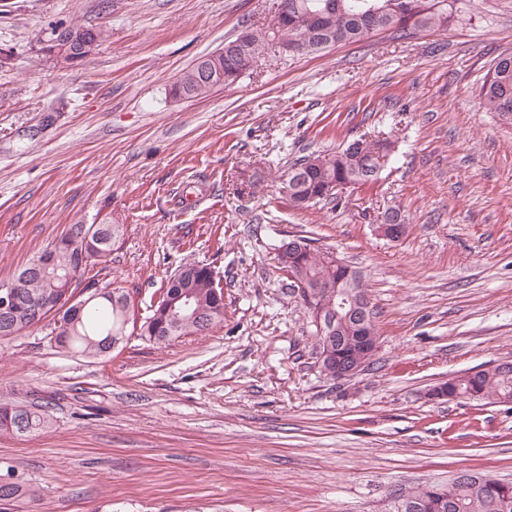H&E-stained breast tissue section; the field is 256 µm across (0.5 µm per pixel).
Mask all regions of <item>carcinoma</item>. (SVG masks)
Returning <instances> with one entry per match:
<instances>
[{"label": "carcinoma", "mask_w": 512, "mask_h": 512, "mask_svg": "<svg viewBox=\"0 0 512 512\" xmlns=\"http://www.w3.org/2000/svg\"><path fill=\"white\" fill-rule=\"evenodd\" d=\"M453 0H288V16L279 30H247L248 49L227 51L211 61V68L223 72L224 86L234 85L240 78L253 72L256 58L267 53L276 38L312 36L311 52L318 53L338 44L358 42L374 32L392 28L399 32L417 29H439L448 23L453 13ZM215 86L209 77L193 68L185 71L172 86L176 95L187 98L207 96ZM481 108L486 112L512 118V54L498 57L486 72L478 89ZM392 155V142L382 133L362 136L344 148L330 153L308 155L298 159L288 169L282 189L297 209H307L331 198L327 188L331 184L354 186L378 180L383 168L381 160ZM107 234L82 246L95 257L94 267L107 262L112 254V241L120 233V225H105ZM304 250L292 257L275 254L279 269L292 270L305 281L336 280L346 276L349 266L333 265L325 252L312 246V240L298 238ZM53 263L59 273L77 265L78 252L66 245L53 244ZM23 271L12 279L18 281L22 294L42 306L59 294L58 282H49L36 275L22 278ZM192 296L198 315L187 321L175 320L169 312L172 305H180L181 298ZM224 322V288L211 265L202 262L178 266L167 280L162 299L140 322L139 336L156 344L180 336L203 334ZM39 325L35 314L18 309L9 316L0 317V339L19 336ZM124 307L119 300L98 298L89 302L77 324L62 328L57 346L86 356H100L108 337L127 339ZM338 337L343 347V358L360 367L370 363L371 355L364 350L362 333L349 323L338 324ZM448 388V399H492L498 403H512V362H503L490 368L468 371L443 382ZM49 426L48 417L25 406H0V430L17 435H30ZM461 488L448 500V512H512V492L503 496L497 489L498 481L478 472L463 471ZM436 485H424L403 491L398 500L414 499L428 503L425 512H433ZM39 496L35 489L17 480L11 471L0 474V512H9V505L23 497Z\"/></svg>", "instance_id": "obj_1"}]
</instances>
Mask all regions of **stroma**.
<instances>
[{
  "label": "stroma",
  "mask_w": 512,
  "mask_h": 512,
  "mask_svg": "<svg viewBox=\"0 0 512 512\" xmlns=\"http://www.w3.org/2000/svg\"><path fill=\"white\" fill-rule=\"evenodd\" d=\"M278 0H0V283L70 225L123 231L99 283L146 317L178 265L224 284V322L87 357L53 323L0 340V404L50 426L0 432V470L40 491L15 512H390L398 491L476 470L512 481V408L428 402L448 377L512 360V123L476 87L512 53V0H457L446 29L270 53L200 99L169 90L200 56L267 27ZM102 33L69 69L59 28ZM380 131L378 181L295 209L296 159ZM404 212L403 239L376 226ZM313 239L362 278L378 343L336 382L274 260Z\"/></svg>",
  "instance_id": "35a3bbf8"
}]
</instances>
